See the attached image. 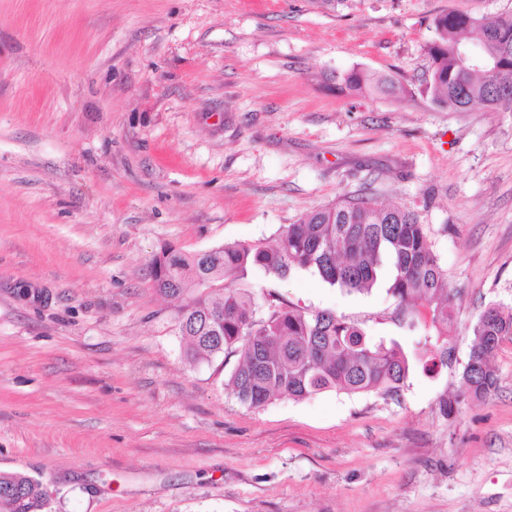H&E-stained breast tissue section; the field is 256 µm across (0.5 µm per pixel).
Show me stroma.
Here are the masks:
<instances>
[{
    "instance_id": "obj_1",
    "label": "stroma",
    "mask_w": 512,
    "mask_h": 512,
    "mask_svg": "<svg viewBox=\"0 0 512 512\" xmlns=\"http://www.w3.org/2000/svg\"><path fill=\"white\" fill-rule=\"evenodd\" d=\"M512 0H0V471L47 512H512V339L447 416L471 327L512 305V110L424 88L435 19ZM394 77L405 98L338 76ZM414 210L448 277L447 366L398 397L253 408L232 349L193 361L155 291L162 248L271 246L343 199ZM389 267L368 293L250 268L258 316L329 311L406 353Z\"/></svg>"
}]
</instances>
